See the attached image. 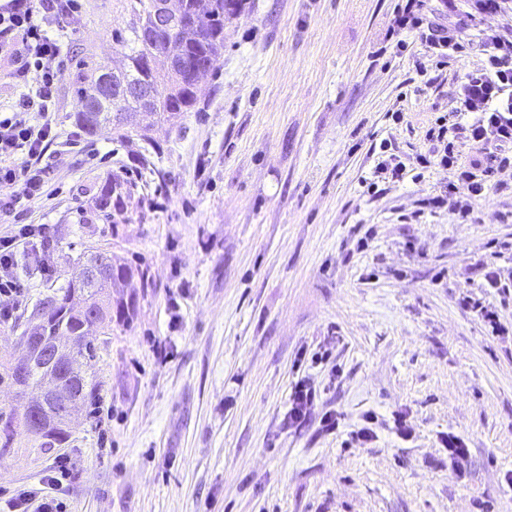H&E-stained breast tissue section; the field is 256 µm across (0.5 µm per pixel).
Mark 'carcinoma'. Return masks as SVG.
<instances>
[{
    "instance_id": "carcinoma-1",
    "label": "carcinoma",
    "mask_w": 512,
    "mask_h": 512,
    "mask_svg": "<svg viewBox=\"0 0 512 512\" xmlns=\"http://www.w3.org/2000/svg\"><path fill=\"white\" fill-rule=\"evenodd\" d=\"M185 19L198 12L209 14L205 26L186 37L179 29L160 31L147 40L143 32L153 25L156 0H112V7L127 16L122 28L111 31L112 48L121 52L126 60L124 68L113 71L106 64L94 63L83 58L72 61L69 68L70 84L74 94L83 103V110L75 115L76 124L88 133L111 125L115 129H140L146 131L156 124L173 123L181 113L188 111L195 102L196 85L192 67L212 57L224 47V16L235 14L241 0H177ZM175 54V64L159 70L149 66L150 60L161 52ZM112 84L117 98L110 103L98 99L97 91L104 81ZM133 270L126 264H112L99 276L88 278L79 273L53 296L47 297L34 313L60 299L67 300L77 294L83 297L96 316L89 317L79 310L70 309L54 314L48 321L49 331L58 336H77L80 344L72 356V368L65 378L72 398L84 404L93 394L82 372L95 356V346L86 331L101 334L111 330L112 322L128 324L132 320L133 298L126 291ZM6 372L19 388L41 384L45 372L32 368L20 374L18 367L7 363ZM31 410L22 405L0 422L8 428H0L3 444L9 447L18 425L28 426ZM68 437L61 426H51L34 437V442L46 452Z\"/></svg>"
}]
</instances>
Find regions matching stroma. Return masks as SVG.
I'll return each mask as SVG.
<instances>
[{
  "label": "stroma",
  "instance_id": "obj_1",
  "mask_svg": "<svg viewBox=\"0 0 512 512\" xmlns=\"http://www.w3.org/2000/svg\"><path fill=\"white\" fill-rule=\"evenodd\" d=\"M401 2L244 0L194 110L146 132L106 127L69 147L81 105L62 83V137L43 158L55 197L16 218L54 226L51 273L0 326V364L92 254L132 267L134 313L96 338L95 393L58 451L21 429L0 454V512L60 454L67 512H512V339L459 304L512 324V193L462 223L428 204L447 169L396 185L377 172L382 144L410 168L430 152L427 126L483 56L419 73L417 35L384 46ZM123 21L112 0H83L70 43L121 66L110 31ZM110 181L123 189L104 219ZM301 373L337 431L285 424ZM396 411L408 438L386 424ZM369 412L383 426L352 443ZM451 433L470 449L458 476Z\"/></svg>",
  "mask_w": 512,
  "mask_h": 512
}]
</instances>
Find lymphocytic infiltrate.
<instances>
[{
    "label": "lymphocytic infiltrate",
    "instance_id": "1",
    "mask_svg": "<svg viewBox=\"0 0 512 512\" xmlns=\"http://www.w3.org/2000/svg\"><path fill=\"white\" fill-rule=\"evenodd\" d=\"M81 0H0V73L18 94L6 116H0V185L10 186L0 196V219L39 207L51 194V172L42 166L45 153L58 139L53 121L60 82L70 63L66 34ZM512 10V0H468L459 9L449 0L454 28L431 20L427 0H405L388 29L389 40L414 33L427 44L436 66L464 52L468 42L461 32L477 18ZM485 54L480 68L470 71L457 86L454 106L428 129V140L442 144L440 164L452 172L433 207H449L458 219L472 218L475 205L491 191L506 190L498 174L512 162V36L484 33L478 42ZM481 144L483 155L473 167L458 166L455 141ZM48 224H24L0 236V325L13 319L28 293L31 280L48 275L42 263L23 269L19 257L42 249L52 240ZM320 390L309 377L297 379L288 397L285 421L299 428L309 422Z\"/></svg>",
    "mask_w": 512,
    "mask_h": 512
}]
</instances>
